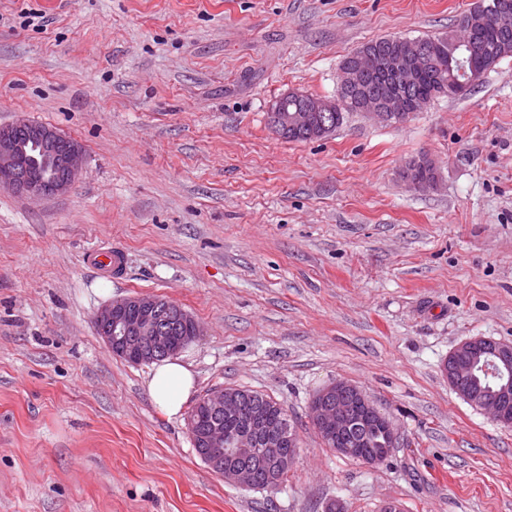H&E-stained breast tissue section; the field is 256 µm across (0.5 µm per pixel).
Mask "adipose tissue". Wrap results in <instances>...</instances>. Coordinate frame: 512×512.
<instances>
[{
  "label": "adipose tissue",
  "instance_id": "ef3b65f1",
  "mask_svg": "<svg viewBox=\"0 0 512 512\" xmlns=\"http://www.w3.org/2000/svg\"><path fill=\"white\" fill-rule=\"evenodd\" d=\"M144 384L154 407L169 418L181 415L195 390L193 372L176 357L153 363Z\"/></svg>",
  "mask_w": 512,
  "mask_h": 512
}]
</instances>
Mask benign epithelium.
<instances>
[{"label":"benign epithelium","instance_id":"1","mask_svg":"<svg viewBox=\"0 0 512 512\" xmlns=\"http://www.w3.org/2000/svg\"><path fill=\"white\" fill-rule=\"evenodd\" d=\"M475 19L481 30L507 31L512 27V12L506 5L497 6L479 4L474 8ZM402 50L386 57L382 72L388 78L382 103L363 109L362 115L387 122L395 118L404 123L421 111L429 101L410 95L425 71L431 66V54L418 40L401 39ZM372 73L369 63L362 62L356 67H343L338 71L339 90H349L367 81ZM339 102L335 98L308 96L289 91L276 97L269 105L271 123L285 130L307 132L318 137L326 132L336 118ZM25 127L29 141L41 147L46 157L60 173L50 180L39 176L18 173V165L23 147L15 138L13 128ZM85 155L81 145L71 137L41 123L21 117L9 126L0 127V187H6L31 199L37 200L49 196L68 193L82 169ZM161 296L156 294H137L119 300H113L101 307L94 316L96 329L106 348L114 355L124 357L141 364L149 361L155 354L174 355L202 334L199 323L180 305L168 300L160 305ZM180 319L187 324V335L173 336L169 322ZM477 349L488 352L491 359L482 370L495 376L499 365L507 366L512 362V345L504 342H492L485 337L469 338L459 343L448 353L444 370L448 382L457 392L462 393L471 364L460 360L457 355L470 353ZM464 399L473 406L485 411L496 422L512 426V382L501 386L495 397L486 398L474 392L463 393ZM204 404L213 413L234 418L240 415L239 400L233 394L217 387L208 390ZM369 411L382 425L385 435V447L370 452L364 451L365 442L355 448H334L342 456L361 459L368 465L384 462L391 448L399 439L393 423L382 415L372 400L357 386L338 380L317 392L310 402V415L313 426L319 432L323 442L332 446L346 430L359 422L360 410ZM203 443L210 448L211 463L221 462L224 455L247 456L260 455L275 467L289 466L292 459L285 457L283 446L286 433L266 437L263 448L254 447L255 441L250 435L236 436L232 445L224 443V428L213 425L201 436ZM224 479L242 487L253 488L256 485L254 474L243 467L229 466L224 469Z\"/></svg>","mask_w":512,"mask_h":512}]
</instances>
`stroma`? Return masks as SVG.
<instances>
[{
	"label": "stroma",
	"instance_id": "35a3bbf8",
	"mask_svg": "<svg viewBox=\"0 0 512 512\" xmlns=\"http://www.w3.org/2000/svg\"><path fill=\"white\" fill-rule=\"evenodd\" d=\"M476 2L0 0V127L85 151L68 194L0 188V512H512V427L443 372L466 339L512 343V57L399 126L295 142L267 122L284 92L336 96L364 43L458 31ZM423 156L439 181L415 191ZM99 247L120 274L84 265ZM146 293L203 326L180 352L197 393L286 410L277 489L209 469L147 365L105 348L97 309ZM338 380L398 429L383 463L317 435L310 401Z\"/></svg>",
	"mask_w": 512,
	"mask_h": 512
}]
</instances>
